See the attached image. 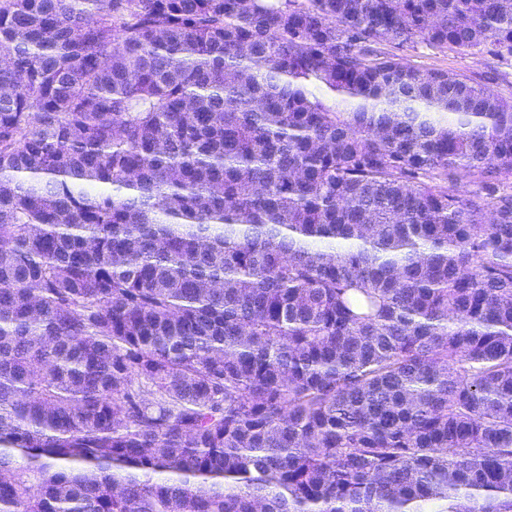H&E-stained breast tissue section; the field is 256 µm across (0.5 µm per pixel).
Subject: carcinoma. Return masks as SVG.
Wrapping results in <instances>:
<instances>
[{
    "mask_svg": "<svg viewBox=\"0 0 512 512\" xmlns=\"http://www.w3.org/2000/svg\"><path fill=\"white\" fill-rule=\"evenodd\" d=\"M389 43L512 0H0V512H512V100Z\"/></svg>",
    "mask_w": 512,
    "mask_h": 512,
    "instance_id": "obj_1",
    "label": "carcinoma"
}]
</instances>
